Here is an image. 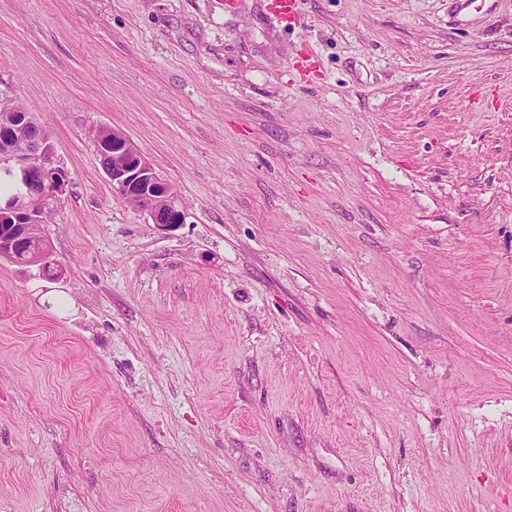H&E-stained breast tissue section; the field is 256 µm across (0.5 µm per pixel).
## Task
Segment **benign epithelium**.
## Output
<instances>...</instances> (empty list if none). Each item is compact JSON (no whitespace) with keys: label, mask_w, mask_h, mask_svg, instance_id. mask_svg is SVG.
<instances>
[{"label":"benign epithelium","mask_w":512,"mask_h":512,"mask_svg":"<svg viewBox=\"0 0 512 512\" xmlns=\"http://www.w3.org/2000/svg\"><path fill=\"white\" fill-rule=\"evenodd\" d=\"M14 102L11 91L0 88V109L5 112L0 116V159L20 174L30 192L0 203V222L12 225L10 232H0V257L21 255L28 264L43 267L53 262L52 244L42 229L47 207L67 193L71 177L44 126L27 112L12 114ZM92 142L115 193L135 203L162 230L185 223L186 210L174 185L123 132L99 127Z\"/></svg>","instance_id":"1"}]
</instances>
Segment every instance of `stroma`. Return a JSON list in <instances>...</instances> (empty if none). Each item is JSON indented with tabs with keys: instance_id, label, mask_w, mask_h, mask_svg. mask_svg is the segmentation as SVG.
<instances>
[{
	"instance_id": "stroma-1",
	"label": "stroma",
	"mask_w": 512,
	"mask_h": 512,
	"mask_svg": "<svg viewBox=\"0 0 512 512\" xmlns=\"http://www.w3.org/2000/svg\"><path fill=\"white\" fill-rule=\"evenodd\" d=\"M271 2L0 0L71 176L58 277L0 258V512H512V0ZM92 142L115 193L135 203L161 230L185 224L187 213L174 185L156 171L123 132L99 127L92 134Z\"/></svg>"
}]
</instances>
